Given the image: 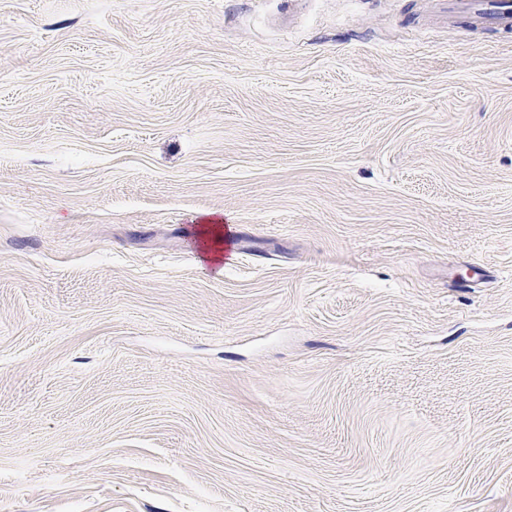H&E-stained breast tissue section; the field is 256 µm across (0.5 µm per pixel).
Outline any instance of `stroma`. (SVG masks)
Segmentation results:
<instances>
[{
	"label": "stroma",
	"instance_id": "stroma-1",
	"mask_svg": "<svg viewBox=\"0 0 512 512\" xmlns=\"http://www.w3.org/2000/svg\"><path fill=\"white\" fill-rule=\"evenodd\" d=\"M0 512H512V29L0 0ZM195 225L193 231L201 252V264L204 266L206 262L217 264L223 261L229 234L233 230L231 226L226 227L221 220L212 219Z\"/></svg>",
	"mask_w": 512,
	"mask_h": 512
}]
</instances>
